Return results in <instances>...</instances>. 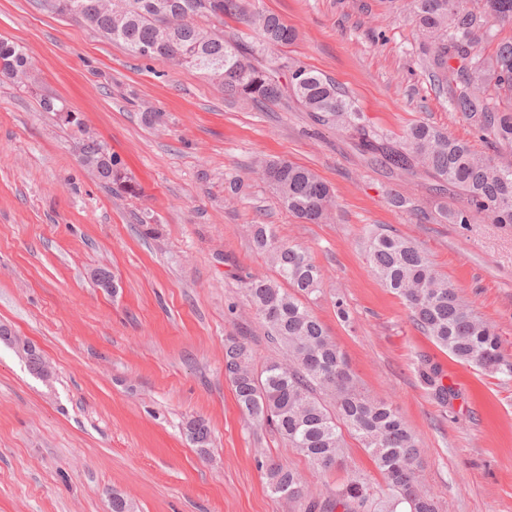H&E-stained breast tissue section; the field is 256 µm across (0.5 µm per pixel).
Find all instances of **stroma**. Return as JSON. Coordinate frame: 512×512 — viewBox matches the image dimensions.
I'll return each mask as SVG.
<instances>
[{
	"label": "stroma",
	"instance_id": "1",
	"mask_svg": "<svg viewBox=\"0 0 512 512\" xmlns=\"http://www.w3.org/2000/svg\"><path fill=\"white\" fill-rule=\"evenodd\" d=\"M399 0H254L298 37L283 58L334 79L371 127L402 133L425 121L495 155L453 112ZM32 58L25 86L0 83V512H302L271 495L259 460L296 468L312 494L356 474L382 477L356 440L341 468L312 465L241 412L224 374V343L255 363L281 356L246 295L271 275L251 227L305 247L323 273L312 312L344 351L360 390L397 406L422 448L424 484L441 512H512V377L457 362L413 323L371 274L363 238L381 226L418 243L434 267L492 322L512 361V225L449 224L452 193L424 174L372 165L296 104L259 111L195 70L136 58L82 21L0 0V39ZM54 93L84 126H60L38 105ZM162 113L146 126L141 114ZM103 140L138 183L117 196L80 165L83 133ZM313 169L333 189L332 220L289 215L253 173L256 158ZM240 190H232V182ZM429 213L421 224L390 193ZM155 234H145L143 217ZM105 267L116 287L91 273ZM350 309L336 316L335 295ZM50 374L26 365L24 346ZM439 364L457 397L441 403L420 375ZM204 420L207 453L186 427Z\"/></svg>",
	"mask_w": 512,
	"mask_h": 512
}]
</instances>
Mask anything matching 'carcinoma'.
Returning <instances> with one entry per match:
<instances>
[{"label":"carcinoma","instance_id":"1","mask_svg":"<svg viewBox=\"0 0 512 512\" xmlns=\"http://www.w3.org/2000/svg\"><path fill=\"white\" fill-rule=\"evenodd\" d=\"M47 12L81 19L139 59L172 69H193L218 83L224 94L252 103L293 99L314 121L336 128L361 154L399 175L421 169L438 190H452L462 206L449 209L450 224H512V41L498 40L497 27L512 25V0H409L417 30L428 44L427 68L447 91L453 111L499 149L496 158L426 122L391 134L370 128L349 95L327 76L298 62L259 61L264 47L287 45L295 30L279 16L259 11L249 0H35ZM244 29L224 38V19ZM258 33L257 43L248 32ZM497 42L483 56L479 46ZM29 57L0 40V80L25 84ZM44 112H67L55 96L43 94ZM79 162L97 173L112 193L137 196L138 185L108 145L94 137L78 145ZM254 171L268 183L281 206L309 224L328 220L335 207L331 187L312 169L287 159H260ZM390 204L425 224L431 217L409 196L395 193ZM252 236L276 268L278 279L252 276L247 296L271 339L283 347L288 363L256 367L245 342L231 337L224 348V372L242 412L271 429L321 471L344 461L349 435L372 457L385 487L349 478L323 497L305 499L300 473L273 460L259 462L270 492L290 502L306 500L304 512H440L439 502L420 479L422 462L414 434L397 407L364 395L336 342L312 314L306 300L320 290L321 271L308 250L280 241L270 224H255ZM371 273L399 296L414 324L461 363L489 373L512 375L495 326L478 316L458 286L434 269L412 241L372 229L365 239ZM423 380L448 404L455 391L443 372L427 363ZM200 451L209 445V428L194 420L187 428Z\"/></svg>","mask_w":512,"mask_h":512}]
</instances>
